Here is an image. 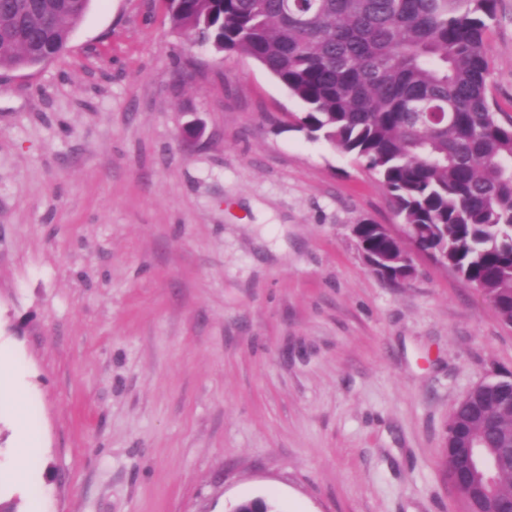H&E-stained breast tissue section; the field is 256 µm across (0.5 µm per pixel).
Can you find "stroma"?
Masks as SVG:
<instances>
[{
  "label": "stroma",
  "mask_w": 512,
  "mask_h": 512,
  "mask_svg": "<svg viewBox=\"0 0 512 512\" xmlns=\"http://www.w3.org/2000/svg\"><path fill=\"white\" fill-rule=\"evenodd\" d=\"M486 53L506 124L512 0ZM301 111L158 0H90L61 55L0 71V347L38 447L18 482L1 378V502L466 512L445 428L474 387L512 378V325L426 254L403 285L370 270L352 225L405 228Z\"/></svg>",
  "instance_id": "obj_1"
}]
</instances>
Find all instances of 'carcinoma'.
Instances as JSON below:
<instances>
[{
    "instance_id": "cac0c4a2",
    "label": "carcinoma",
    "mask_w": 512,
    "mask_h": 512,
    "mask_svg": "<svg viewBox=\"0 0 512 512\" xmlns=\"http://www.w3.org/2000/svg\"><path fill=\"white\" fill-rule=\"evenodd\" d=\"M89 0H42L37 15L0 0V71L64 51ZM498 0H173L172 24L258 62L304 105L313 139L366 161L418 248L438 249L512 324V122L496 117L485 52ZM368 223L380 252L404 244ZM450 424L491 450L512 438V380L483 383ZM445 470L469 467L449 440ZM480 512L512 500V465L473 486ZM245 512H279L266 498Z\"/></svg>"
}]
</instances>
